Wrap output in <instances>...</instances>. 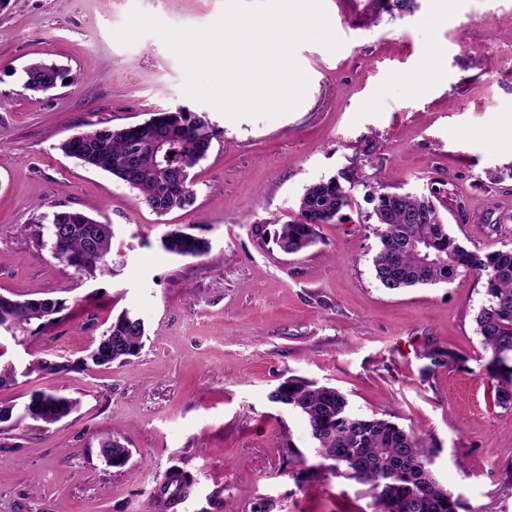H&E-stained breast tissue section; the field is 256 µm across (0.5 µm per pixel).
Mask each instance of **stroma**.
<instances>
[{"label": "stroma", "instance_id": "1", "mask_svg": "<svg viewBox=\"0 0 512 512\" xmlns=\"http://www.w3.org/2000/svg\"><path fill=\"white\" fill-rule=\"evenodd\" d=\"M324 0L341 40L300 44L302 102L274 118L230 119L184 92L157 35L120 44L138 9L202 29L225 0H0V294L59 298L48 331L6 341L5 361H78L129 309L146 336L129 364L18 377L0 403L36 390L77 399L61 421L0 425V512H154L172 473L177 512H371L365 486L320 469L307 425L273 403L284 379L338 388L362 416L425 439L459 512H512V405L496 404L476 332L483 282L389 291L375 277V183L433 200L467 248L512 247V0ZM49 59L70 84L37 95L24 67ZM184 106L220 132L193 169L192 206L160 215L135 190L60 145ZM356 186L316 245L273 241L305 188ZM112 226L110 271L86 278L50 252L49 213ZM179 229L210 243L166 252ZM130 451L107 466L103 440ZM187 239H191V244H187ZM161 243L165 251L177 256L200 257L210 248L207 240L179 230L168 232Z\"/></svg>", "mask_w": 512, "mask_h": 512}]
</instances>
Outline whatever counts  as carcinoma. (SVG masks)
I'll return each mask as SVG.
<instances>
[{
    "label": "carcinoma",
    "instance_id": "1",
    "mask_svg": "<svg viewBox=\"0 0 512 512\" xmlns=\"http://www.w3.org/2000/svg\"><path fill=\"white\" fill-rule=\"evenodd\" d=\"M25 86L46 92L68 78L61 66L47 61L24 68ZM218 136L195 112L177 109L158 112L139 126L100 128L79 141L66 140L60 149L82 164L105 171L135 190L159 214L191 204L194 190L190 170L206 157ZM163 144L162 158L153 153ZM355 182L331 178L306 188L299 201V219L274 232L275 244L287 254H300L318 242V229L334 220L349 205ZM378 247L372 258L376 278L388 290L434 284H452L475 276L483 280L484 302L475 322L484 347L492 353L491 378L496 403L512 404V248L480 254L467 249L426 197L375 190ZM112 225L79 211L52 214L51 253L58 262L94 277L107 268L112 249ZM165 251L200 257L209 242L173 230L161 240ZM65 309L53 298L15 299L0 294V326L13 328L16 343L38 329L46 331ZM145 322L135 312L122 310L85 358L68 361L42 359L26 364L23 373L58 374L80 367L120 365L139 353ZM269 399L302 415L314 442L320 466L336 476L368 486L372 512H458L459 502L435 478L426 441L397 423L364 417L351 409L340 390L301 378H290L270 392ZM77 401L52 390L30 395L21 409L0 404V424L29 419L51 425L68 416ZM100 456L112 467L129 460L121 443L105 440Z\"/></svg>",
    "mask_w": 512,
    "mask_h": 512
}]
</instances>
